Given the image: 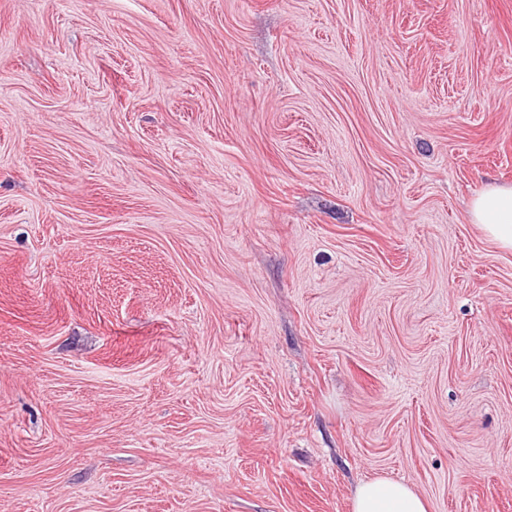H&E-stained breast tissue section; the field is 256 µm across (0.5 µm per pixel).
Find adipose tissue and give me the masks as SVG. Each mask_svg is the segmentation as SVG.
<instances>
[{"instance_id": "obj_1", "label": "adipose tissue", "mask_w": 512, "mask_h": 512, "mask_svg": "<svg viewBox=\"0 0 512 512\" xmlns=\"http://www.w3.org/2000/svg\"><path fill=\"white\" fill-rule=\"evenodd\" d=\"M467 217L495 245L512 250V185L483 188L470 200ZM352 512H429V502L407 484L378 476L355 488Z\"/></svg>"}]
</instances>
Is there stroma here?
I'll return each instance as SVG.
<instances>
[{
    "label": "stroma",
    "instance_id": "1",
    "mask_svg": "<svg viewBox=\"0 0 512 512\" xmlns=\"http://www.w3.org/2000/svg\"><path fill=\"white\" fill-rule=\"evenodd\" d=\"M512 0H0V512H512ZM467 217L495 245L512 250V185L491 184L483 188L470 200ZM352 512H429V502L407 484L377 476L355 488Z\"/></svg>",
    "mask_w": 512,
    "mask_h": 512
}]
</instances>
